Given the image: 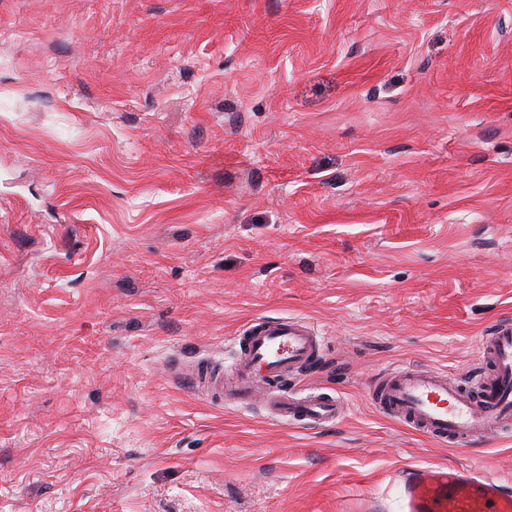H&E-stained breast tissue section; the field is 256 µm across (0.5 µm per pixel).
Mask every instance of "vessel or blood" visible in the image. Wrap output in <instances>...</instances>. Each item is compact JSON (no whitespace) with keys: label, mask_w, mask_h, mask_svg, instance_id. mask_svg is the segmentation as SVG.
Returning a JSON list of instances; mask_svg holds the SVG:
<instances>
[{"label":"vessel or blood","mask_w":512,"mask_h":512,"mask_svg":"<svg viewBox=\"0 0 512 512\" xmlns=\"http://www.w3.org/2000/svg\"><path fill=\"white\" fill-rule=\"evenodd\" d=\"M481 354L490 374L464 387L446 375L410 365L389 370L373 386L377 407L403 423L452 446L485 440L512 427V322L485 336ZM319 348L310 327L291 318L249 326L231 374L195 366V386L233 406L263 396L280 421L329 422L341 414L339 400L279 388L288 375L311 369ZM405 512H512V490L483 474L455 466L410 467L399 478Z\"/></svg>","instance_id":"vessel-or-blood-1"}]
</instances>
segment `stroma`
<instances>
[{
	"label": "stroma",
	"instance_id": "obj_1",
	"mask_svg": "<svg viewBox=\"0 0 512 512\" xmlns=\"http://www.w3.org/2000/svg\"><path fill=\"white\" fill-rule=\"evenodd\" d=\"M320 343L284 424L200 393L252 323ZM512 321V0H0V512H403L512 487L374 404ZM405 512H511L512 491L456 466L410 467L399 478Z\"/></svg>",
	"mask_w": 512,
	"mask_h": 512
}]
</instances>
